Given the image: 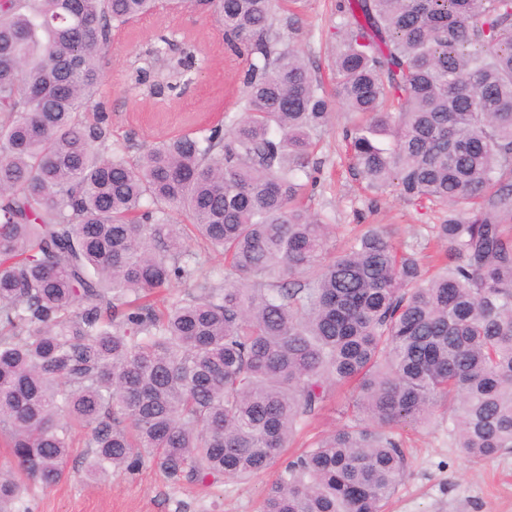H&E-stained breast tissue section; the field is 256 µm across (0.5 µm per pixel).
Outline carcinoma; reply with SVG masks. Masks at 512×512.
I'll return each instance as SVG.
<instances>
[{"label":"carcinoma","instance_id":"carcinoma-1","mask_svg":"<svg viewBox=\"0 0 512 512\" xmlns=\"http://www.w3.org/2000/svg\"><path fill=\"white\" fill-rule=\"evenodd\" d=\"M277 0H0V512L48 489L78 435L86 477L275 469L263 512H385L396 429L512 449V0H343L336 97L366 188L446 213L438 270L372 227L327 256L302 202L321 80ZM217 19L248 59L243 116L129 161L89 123L112 30ZM224 255L205 272L192 232ZM176 281L192 290L155 310ZM354 384L347 423L282 460Z\"/></svg>","mask_w":512,"mask_h":512}]
</instances>
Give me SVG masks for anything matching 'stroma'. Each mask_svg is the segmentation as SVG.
<instances>
[{
    "instance_id": "obj_1",
    "label": "stroma",
    "mask_w": 512,
    "mask_h": 512,
    "mask_svg": "<svg viewBox=\"0 0 512 512\" xmlns=\"http://www.w3.org/2000/svg\"><path fill=\"white\" fill-rule=\"evenodd\" d=\"M298 18L289 36L323 81L332 78L336 46L330 32L340 16L336 0H298ZM167 35L176 49L191 47L194 60L182 68L176 91H153L166 82L167 71H146L143 58L158 35ZM213 18L187 12L160 14L113 30L104 69L99 112L112 144L137 158L160 140L200 131L241 114L240 82L248 68L245 57L225 48ZM332 128L316 138L317 184L308 191L310 211L334 224L330 252L342 250L356 235L384 225L398 241L426 246L431 225L442 215L404 202L396 192L366 190L349 169L344 150L346 128L357 121L334 104ZM410 470L397 487L387 512H512V450L475 460L448 443L446 428L406 426L400 431ZM86 450L72 449L67 476L44 489L30 485L21 512H261L267 471L247 482L219 478L206 483L173 481L152 461L139 470H119L91 482L85 475Z\"/></svg>"
}]
</instances>
